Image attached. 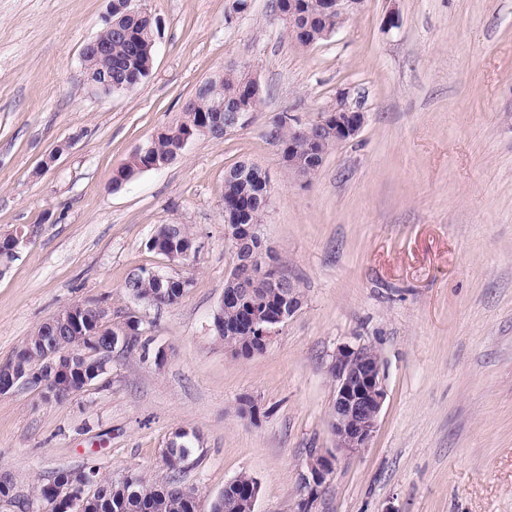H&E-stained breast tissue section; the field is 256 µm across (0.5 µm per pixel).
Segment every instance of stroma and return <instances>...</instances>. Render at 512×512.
<instances>
[{
    "instance_id": "stroma-1",
    "label": "stroma",
    "mask_w": 512,
    "mask_h": 512,
    "mask_svg": "<svg viewBox=\"0 0 512 512\" xmlns=\"http://www.w3.org/2000/svg\"><path fill=\"white\" fill-rule=\"evenodd\" d=\"M136 4L161 22L152 74L103 96L82 81L80 50L106 0H0V232L37 229L0 276V365L74 302L138 317L150 351L114 350L107 374L60 401L28 387L0 395V512L27 500L46 512L35 488L60 468L164 481L179 427L201 437L183 476L198 512L242 473L259 485L254 512H297L311 450L333 445L329 366L361 343L385 366L377 429L309 512H512V0H365L305 49L274 0L241 14L233 0ZM392 10L400 25L388 30ZM228 69L262 89L250 122L113 189V170ZM341 90L364 127L310 183L293 180L268 128L285 112L311 122ZM242 160L271 177L257 231L304 294L249 359L212 329L234 266L224 174ZM161 224L190 226L186 264L149 249ZM142 268L192 285L174 306H146L125 288ZM244 398L258 420L239 413Z\"/></svg>"
}]
</instances>
